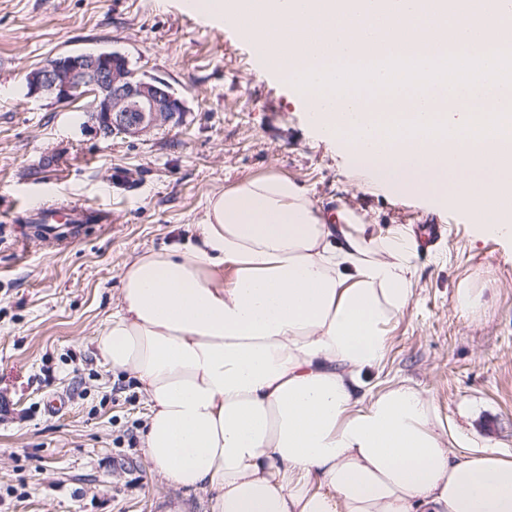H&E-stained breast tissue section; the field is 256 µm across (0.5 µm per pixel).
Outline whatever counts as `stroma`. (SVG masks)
I'll return each mask as SVG.
<instances>
[{"instance_id": "1", "label": "stroma", "mask_w": 512, "mask_h": 512, "mask_svg": "<svg viewBox=\"0 0 512 512\" xmlns=\"http://www.w3.org/2000/svg\"><path fill=\"white\" fill-rule=\"evenodd\" d=\"M89 50L163 79L186 103L181 122L105 139L82 101L28 95L47 58ZM267 174L324 212L349 209L376 243L442 225L429 251L413 253V296L387 327L373 389L416 386L457 451L491 446L512 459V247L354 168L251 46L184 0H0V512H167L178 498L209 512L206 494L182 496L150 474L147 399L97 359L93 338L135 255L185 242L209 197ZM26 203L86 205L112 221L49 244L12 223ZM464 288L479 297L475 313L457 305ZM49 396L65 408L47 413Z\"/></svg>"}]
</instances>
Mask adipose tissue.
Segmentation results:
<instances>
[{"mask_svg": "<svg viewBox=\"0 0 512 512\" xmlns=\"http://www.w3.org/2000/svg\"><path fill=\"white\" fill-rule=\"evenodd\" d=\"M356 222L270 174L126 266L94 342L149 401L150 473L211 512H512V459L457 454L413 385L369 392L413 295L412 244L375 246Z\"/></svg>", "mask_w": 512, "mask_h": 512, "instance_id": "ef3b65f1", "label": "adipose tissue"}]
</instances>
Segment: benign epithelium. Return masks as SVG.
I'll return each instance as SVG.
<instances>
[{"label":"benign epithelium","mask_w":512,"mask_h":512,"mask_svg":"<svg viewBox=\"0 0 512 512\" xmlns=\"http://www.w3.org/2000/svg\"><path fill=\"white\" fill-rule=\"evenodd\" d=\"M32 96L48 95L66 103L77 96L94 97L96 131L141 136L161 122L178 123L185 101L155 77L137 78L128 59L118 53H68L46 60L33 83Z\"/></svg>","instance_id":"benign-epithelium-1"}]
</instances>
